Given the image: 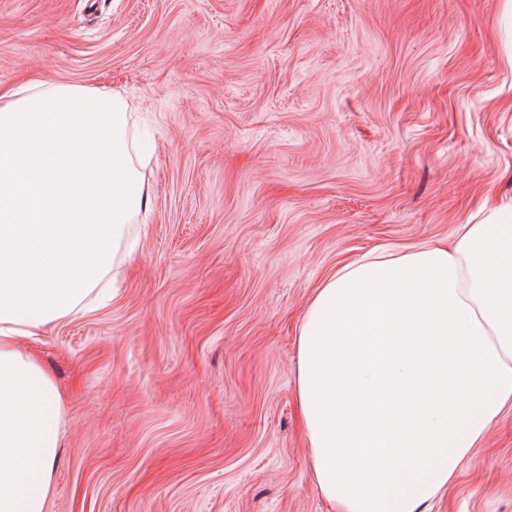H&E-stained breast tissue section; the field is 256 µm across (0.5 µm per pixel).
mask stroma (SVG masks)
Masks as SVG:
<instances>
[{
    "instance_id": "obj_1",
    "label": "stroma",
    "mask_w": 512,
    "mask_h": 512,
    "mask_svg": "<svg viewBox=\"0 0 512 512\" xmlns=\"http://www.w3.org/2000/svg\"><path fill=\"white\" fill-rule=\"evenodd\" d=\"M121 94L148 209L31 347L64 392L48 512H335L296 399L314 288L512 203L505 0H0V88ZM431 512H512V411Z\"/></svg>"
}]
</instances>
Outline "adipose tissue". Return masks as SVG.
<instances>
[{"instance_id":"ef3b65f1","label":"adipose tissue","mask_w":512,"mask_h":512,"mask_svg":"<svg viewBox=\"0 0 512 512\" xmlns=\"http://www.w3.org/2000/svg\"><path fill=\"white\" fill-rule=\"evenodd\" d=\"M127 103L81 85L0 95V512H47L65 398L25 346L81 310L146 208ZM297 396L341 512H423L512 409V203L451 245L369 252L314 289Z\"/></svg>"}]
</instances>
